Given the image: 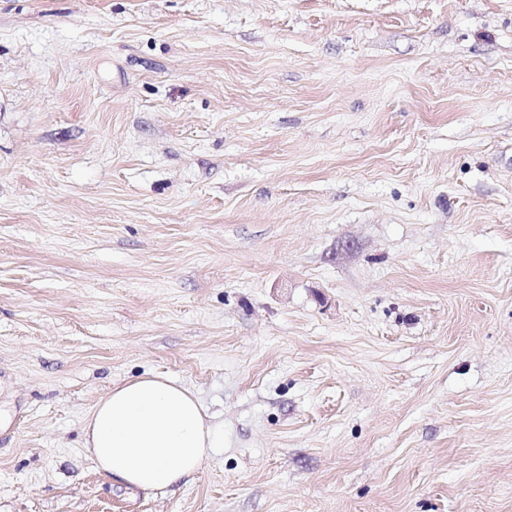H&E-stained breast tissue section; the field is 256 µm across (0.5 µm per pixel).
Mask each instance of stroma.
I'll return each instance as SVG.
<instances>
[{"label":"stroma","instance_id":"obj_1","mask_svg":"<svg viewBox=\"0 0 512 512\" xmlns=\"http://www.w3.org/2000/svg\"><path fill=\"white\" fill-rule=\"evenodd\" d=\"M0 512H512V0H0ZM83 448L96 468L134 490L180 484L216 448L215 428L188 388L146 374L112 385L82 421Z\"/></svg>","mask_w":512,"mask_h":512}]
</instances>
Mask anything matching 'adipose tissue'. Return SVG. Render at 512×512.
Returning <instances> with one entry per match:
<instances>
[{"label":"adipose tissue","mask_w":512,"mask_h":512,"mask_svg":"<svg viewBox=\"0 0 512 512\" xmlns=\"http://www.w3.org/2000/svg\"><path fill=\"white\" fill-rule=\"evenodd\" d=\"M83 446L96 468L129 488L180 484L204 466L215 428L188 388L146 374L113 385L82 421Z\"/></svg>","instance_id":"obj_1"}]
</instances>
